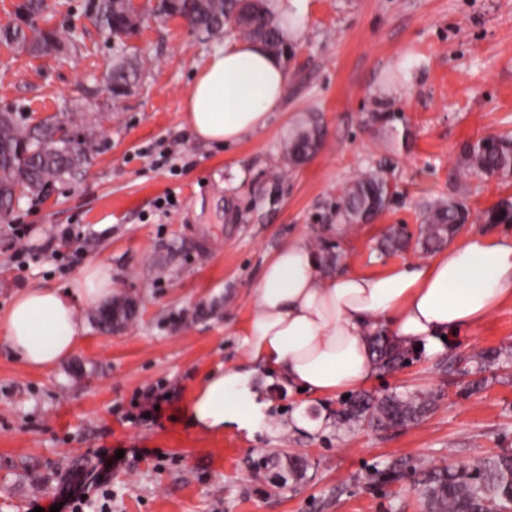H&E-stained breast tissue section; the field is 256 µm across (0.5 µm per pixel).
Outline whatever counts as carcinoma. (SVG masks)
<instances>
[{"label":"carcinoma","instance_id":"1","mask_svg":"<svg viewBox=\"0 0 512 512\" xmlns=\"http://www.w3.org/2000/svg\"><path fill=\"white\" fill-rule=\"evenodd\" d=\"M264 0H159L153 11L177 13L207 38L219 40L228 33L262 42L274 54L284 51L276 22L263 6ZM89 7L106 30L122 43L133 30L138 15L125 0H89ZM56 30L39 33L30 42L38 55L61 49ZM105 74L107 87L120 88L136 83L139 65L124 57ZM323 130L310 123L289 137L284 146L290 165H298L319 149ZM93 146L85 124L72 120L25 121L16 112H0V217H7L15 201L36 197L52 186L69 182L83 171ZM460 175L512 176V137L488 136L466 147L457 160ZM392 185L381 173L367 172L346 188L336 202V217L347 224L375 219L387 207ZM469 220V210L455 200L435 201L421 208L423 249L442 246L449 236ZM373 360L390 370L402 365L408 349L388 336L372 337ZM429 398L390 395L374 398L361 395L336 411V428L351 429L364 423L390 430L416 422L429 409ZM428 512H512V455L477 457L463 467H443L433 471L422 490Z\"/></svg>","mask_w":512,"mask_h":512}]
</instances>
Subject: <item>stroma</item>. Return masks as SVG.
<instances>
[{
    "instance_id": "35a3bbf8",
    "label": "stroma",
    "mask_w": 512,
    "mask_h": 512,
    "mask_svg": "<svg viewBox=\"0 0 512 512\" xmlns=\"http://www.w3.org/2000/svg\"><path fill=\"white\" fill-rule=\"evenodd\" d=\"M290 42L287 95L266 126L230 146L198 141L182 103L219 43L177 18H151L125 39L144 62L112 98L103 80L116 45L88 0H0V111L34 119L98 118L83 177L47 198L21 199L0 220V310L36 286L62 287L90 263L111 265L135 313L115 331L82 313L86 334L58 364L27 368L0 337V512H49L100 449H151L112 473L111 512H426L430 472L512 454V303L442 351L361 386L374 397L431 396L417 422L308 434L289 429L298 405L335 412L340 397L289 392L258 375L269 409L256 428L199 431L189 405L207 374L244 361L238 323L255 305L264 261L295 236L325 241L338 269L376 273L425 258L420 208L456 199L463 234L512 231V177L460 179L465 145L512 134V0H308ZM65 33L55 55L24 42ZM317 117L324 143L289 169L282 144ZM369 171L396 194L367 224L336 219L343 188ZM503 213L500 221L491 220ZM71 230L72 240L55 236ZM404 248L385 254L391 230ZM493 351L485 371L464 356ZM156 417L139 418L145 393ZM306 468L280 483L296 460Z\"/></svg>"
}]
</instances>
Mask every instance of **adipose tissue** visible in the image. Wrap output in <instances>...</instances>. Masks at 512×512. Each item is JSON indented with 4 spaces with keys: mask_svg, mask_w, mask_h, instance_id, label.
<instances>
[{
    "mask_svg": "<svg viewBox=\"0 0 512 512\" xmlns=\"http://www.w3.org/2000/svg\"><path fill=\"white\" fill-rule=\"evenodd\" d=\"M288 91L283 61L257 41L231 38L197 71L185 120L205 143L235 144L263 128ZM112 268L93 263L64 288L17 292L0 311V336L23 364L46 369L78 346L84 308L112 293ZM512 299V234H469L446 252L379 273H324L318 253L298 237L265 263L255 308L239 326L249 369H218L197 388L189 414L204 432L248 427L263 417L253 367L291 389L330 397L371 380V336L437 350L443 337L472 329Z\"/></svg>",
    "mask_w": 512,
    "mask_h": 512,
    "instance_id": "1",
    "label": "adipose tissue"
}]
</instances>
